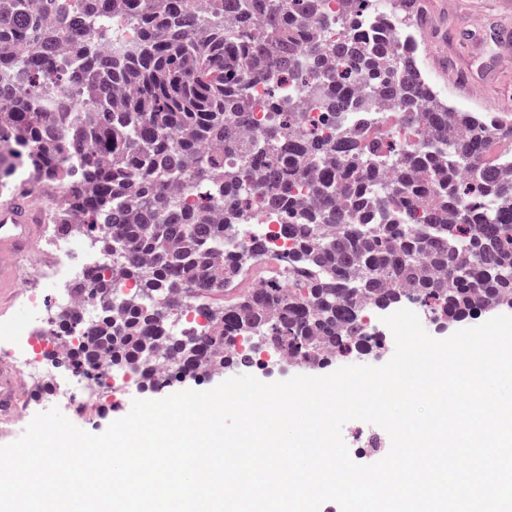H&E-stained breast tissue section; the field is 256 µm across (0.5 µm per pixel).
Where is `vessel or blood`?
Masks as SVG:
<instances>
[{"instance_id": "b4317fda", "label": "vessel or blood", "mask_w": 512, "mask_h": 512, "mask_svg": "<svg viewBox=\"0 0 512 512\" xmlns=\"http://www.w3.org/2000/svg\"><path fill=\"white\" fill-rule=\"evenodd\" d=\"M42 215L21 199L0 204V304L8 305L15 286L16 257L30 250L41 232Z\"/></svg>"}]
</instances>
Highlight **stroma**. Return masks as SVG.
Instances as JSON below:
<instances>
[{"mask_svg": "<svg viewBox=\"0 0 512 512\" xmlns=\"http://www.w3.org/2000/svg\"><path fill=\"white\" fill-rule=\"evenodd\" d=\"M502 0H418L428 15V23L412 25L421 43L417 49L419 67L434 90L449 105L463 112L512 116V64L500 67L497 31L512 30V10L504 11ZM482 82L480 94H470L465 82ZM231 371L204 381L185 380L159 391L132 386L111 409L94 421L83 423V430L103 433L111 422L126 416L137 399L160 400L184 391H205L225 379ZM342 436L352 460L368 465L382 459L390 450L388 434L380 427L351 420L344 424Z\"/></svg>", "mask_w": 512, "mask_h": 512, "instance_id": "obj_1", "label": "stroma"}]
</instances>
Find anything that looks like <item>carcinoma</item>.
<instances>
[{
  "instance_id": "cac0c4a2",
  "label": "carcinoma",
  "mask_w": 512,
  "mask_h": 512,
  "mask_svg": "<svg viewBox=\"0 0 512 512\" xmlns=\"http://www.w3.org/2000/svg\"><path fill=\"white\" fill-rule=\"evenodd\" d=\"M388 4L417 19L415 0ZM117 17L138 25L137 39L113 32ZM340 20L321 0H208L203 11L195 0H0V181L27 164L64 188L55 233L107 231L112 278L92 266L79 291L107 307L111 280L134 288L118 301L119 323L103 316L72 367L87 374L105 356L119 373L167 360L196 379L247 365L239 340L260 338L323 366L382 346L370 304L410 298L435 322L512 308V174L489 157L512 142V122L449 107L411 47L354 32L326 42ZM281 79L299 86L297 106L278 107ZM259 83L277 124L245 138ZM387 102L419 141L404 147L378 127L324 136L303 120ZM251 169L266 205L288 215L294 287L226 303L224 290L267 252L261 239L227 260L213 249L249 217L239 171ZM180 307L205 324L168 330L164 310Z\"/></svg>"
}]
</instances>
